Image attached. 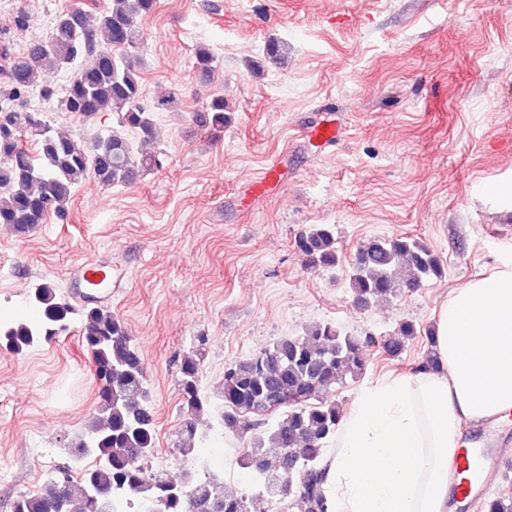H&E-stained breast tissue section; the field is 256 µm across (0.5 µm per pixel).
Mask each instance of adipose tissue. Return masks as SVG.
I'll use <instances>...</instances> for the list:
<instances>
[{
    "label": "adipose tissue",
    "mask_w": 512,
    "mask_h": 512,
    "mask_svg": "<svg viewBox=\"0 0 512 512\" xmlns=\"http://www.w3.org/2000/svg\"><path fill=\"white\" fill-rule=\"evenodd\" d=\"M438 366L361 389L327 461L328 512H448L463 424L512 415V247L449 294Z\"/></svg>",
    "instance_id": "1"
}]
</instances>
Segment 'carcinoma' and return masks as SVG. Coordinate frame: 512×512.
I'll return each instance as SVG.
<instances>
[{"label":"carcinoma","instance_id":"cac0c4a2","mask_svg":"<svg viewBox=\"0 0 512 512\" xmlns=\"http://www.w3.org/2000/svg\"><path fill=\"white\" fill-rule=\"evenodd\" d=\"M155 6L156 0H112L94 26L83 10L77 21L71 17L73 9L59 12L46 38L30 45L6 71L7 100L37 90L41 98H56L63 111L86 119L116 112L123 127L137 131L140 144L151 142L154 114L173 108L176 98L170 94L145 106L138 62L124 49L137 45L139 23ZM216 66L210 49H197V78L210 79ZM70 68L73 75L59 93L53 75ZM194 119L206 129H223L224 97L211 99ZM29 137L38 145L35 154L22 145ZM158 165L155 155L133 147L120 132L98 137L88 151L76 139L54 132L42 112L0 103V224L18 236L29 234L51 214L64 215L75 186L86 176L94 175L106 187L126 186ZM299 248L312 268L340 261L329 225L310 229ZM443 274L439 258L426 244L395 235L362 242L348 280L353 299L367 306ZM33 309L29 317L0 314V346L6 351L19 355L69 332L75 309L52 285L35 288ZM80 335L97 382L94 413L75 444L61 449L64 462L47 473L41 491L17 496L11 512H131L134 501L149 503L150 512H250L248 498L225 490L219 474L199 478L187 472L174 482L144 465L154 453L156 417L142 355L123 321L104 306L84 309ZM416 336L414 324L403 322L382 349L397 357ZM206 344V337H196L193 350L179 364L182 398L192 417L207 406L199 390ZM366 365L357 337L331 322H316L302 336H282L224 367V427L256 430L253 446L238 464L270 501L284 503L297 493L306 512H327L321 455L336 436L340 417L329 395L346 379L360 377ZM269 410L280 413L271 426L241 424L240 417ZM91 455L96 464L83 467ZM481 509L512 512V494L496 493Z\"/></svg>","mask_w":512,"mask_h":512}]
</instances>
